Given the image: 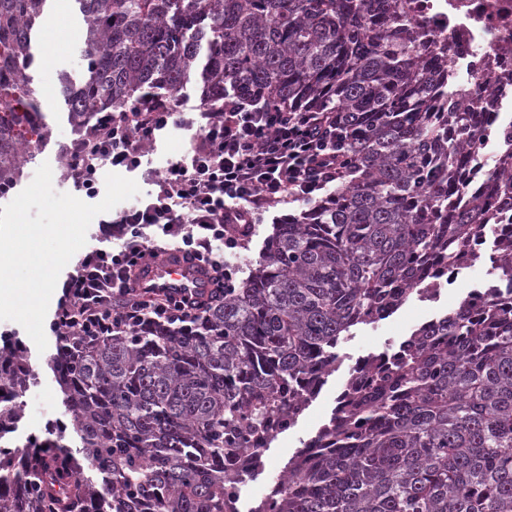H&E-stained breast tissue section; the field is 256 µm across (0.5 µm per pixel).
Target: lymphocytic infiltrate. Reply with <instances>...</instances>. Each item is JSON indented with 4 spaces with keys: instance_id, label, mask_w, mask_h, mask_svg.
<instances>
[{
    "instance_id": "f902f5d3",
    "label": "lymphocytic infiltrate",
    "mask_w": 512,
    "mask_h": 512,
    "mask_svg": "<svg viewBox=\"0 0 512 512\" xmlns=\"http://www.w3.org/2000/svg\"><path fill=\"white\" fill-rule=\"evenodd\" d=\"M148 97L128 111L102 113L71 149L66 176L93 196L101 170L139 169L158 135L172 125L194 128L190 150L155 175L144 201L99 222L100 239L63 285L53 331L96 336L147 321L182 324L198 317L199 302L146 296L133 285L141 263L176 248L233 287L231 255L248 249V228L271 208L305 201L335 183L346 143L332 112H281L233 96L194 106Z\"/></svg>"
}]
</instances>
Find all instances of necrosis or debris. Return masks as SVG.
I'll return each instance as SVG.
<instances>
[{
  "label": "necrosis or debris",
  "instance_id": "4bbe7bcc",
  "mask_svg": "<svg viewBox=\"0 0 512 512\" xmlns=\"http://www.w3.org/2000/svg\"><path fill=\"white\" fill-rule=\"evenodd\" d=\"M425 33L424 60L433 71H453L462 83L459 105L478 101L488 127L512 124V0H404ZM484 72L487 84L471 83ZM270 442L253 434L246 448L225 455L224 501L231 512H254L256 503L276 505L282 478H270Z\"/></svg>",
  "mask_w": 512,
  "mask_h": 512
}]
</instances>
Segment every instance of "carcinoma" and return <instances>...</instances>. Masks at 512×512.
<instances>
[{"instance_id":"carcinoma-1","label":"carcinoma","mask_w":512,"mask_h":512,"mask_svg":"<svg viewBox=\"0 0 512 512\" xmlns=\"http://www.w3.org/2000/svg\"><path fill=\"white\" fill-rule=\"evenodd\" d=\"M46 2L0 0V195L27 135L48 130L28 73ZM75 2L85 75L58 81L79 133L195 76L211 103L334 112L347 134L334 189L276 225L247 277L200 299L192 327L57 336L51 369L77 451L0 445V512H225L224 452L268 427L281 390L336 366L340 338L398 308L433 260L461 267L482 233L512 295V237H496V214L464 184L480 113L436 111L459 85L429 70L402 0ZM495 138L485 183L512 205V128ZM409 340L286 463L274 512H512V306L491 296L474 314L465 296ZM31 378L18 347L0 349V426L20 418Z\"/></svg>"}]
</instances>
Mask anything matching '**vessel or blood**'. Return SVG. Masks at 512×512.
<instances>
[{
	"label": "vessel or blood",
	"mask_w": 512,
	"mask_h": 512,
	"mask_svg": "<svg viewBox=\"0 0 512 512\" xmlns=\"http://www.w3.org/2000/svg\"><path fill=\"white\" fill-rule=\"evenodd\" d=\"M196 268V263L185 257L183 252L173 250L138 267L137 286L160 295L189 288L201 291L209 285L208 276L197 273Z\"/></svg>",
	"instance_id": "b4317fda"
}]
</instances>
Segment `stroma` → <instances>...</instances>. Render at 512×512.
I'll return each instance as SVG.
<instances>
[{
    "mask_svg": "<svg viewBox=\"0 0 512 512\" xmlns=\"http://www.w3.org/2000/svg\"><path fill=\"white\" fill-rule=\"evenodd\" d=\"M84 27L82 15L73 0H49L46 23L35 35L34 61L29 69L33 77L32 88L42 102L49 125V134L42 143L30 146L29 159L17 189L9 190L0 196V206L7 205L17 195L18 188L27 187L41 164H49L52 170V185L56 192L70 193L72 182L64 178L67 149L74 145L78 135L67 119L63 101L56 93L54 79L57 73H69L74 79L83 76V43L80 34ZM301 203H293L271 210L263 224L256 227L249 250L233 256L232 262L238 269L239 277H246L251 264L257 263L265 238L276 224L288 217L297 215ZM487 277V269L477 266L464 270L449 286L448 297L440 305L429 309H419L415 301H408L389 319L378 327L365 326L357 329L351 341L342 343L339 352L350 357H358L368 352H382L394 349L421 324L454 309L460 298L470 288L479 286ZM47 348L38 351L25 329L13 321H0V348L21 341L32 369L37 373L39 383L31 387L22 397L23 412L19 422L20 433H28L37 428H54L56 422L65 420L62 396L50 368V359L56 352V338L53 331H46ZM344 372L329 377L320 395L312 402L303 416L299 427L288 436L277 441L270 454V467H278L282 457L291 455L300 442L314 436L318 429L328 422L337 396L345 387Z\"/></svg>",
    "mask_w": 512,
    "mask_h": 512,
    "instance_id": "35a3bbf8",
    "label": "stroma"
}]
</instances>
